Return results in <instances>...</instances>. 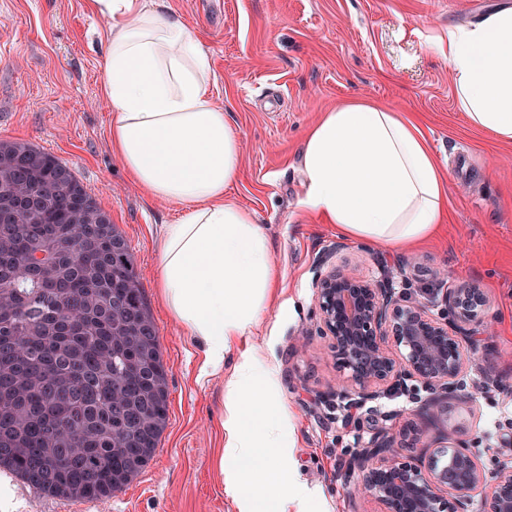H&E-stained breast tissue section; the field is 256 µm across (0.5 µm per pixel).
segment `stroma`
Returning a JSON list of instances; mask_svg holds the SVG:
<instances>
[{
    "mask_svg": "<svg viewBox=\"0 0 512 512\" xmlns=\"http://www.w3.org/2000/svg\"><path fill=\"white\" fill-rule=\"evenodd\" d=\"M200 34L213 60V100L237 126L242 143L231 197L264 224L284 279L248 342L266 347L277 366L281 400L294 424V446L280 466L287 483L305 485L318 512H377L369 497L350 499L341 479L351 454L386 412L410 415L407 396L391 394L346 418L323 401L336 380L327 338L312 334L314 281L324 252L373 279L381 270L396 288L419 295L436 287L431 272L469 281L491 300L481 334L480 378L497 382L473 406L457 405L426 429L447 430L478 448L485 463L512 457L500 438L512 427V145L468 127L454 106L447 60L434 42L449 27L511 7L512 0H168ZM104 22L86 0H0V140L33 143L75 172L124 233L157 326L168 370L167 427L148 467L106 501L63 499L15 481L0 512H238L217 471L223 446L224 376L201 375L200 349L176 322L157 288L161 228L182 208L151 200L112 154L104 66L91 50ZM375 98L417 113L448 171L445 233L413 252L341 240L304 210L299 145L318 113L349 98ZM424 261L411 268L412 257Z\"/></svg>",
    "mask_w": 512,
    "mask_h": 512,
    "instance_id": "35a3bbf8",
    "label": "stroma"
}]
</instances>
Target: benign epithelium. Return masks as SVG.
Instances as JSON below:
<instances>
[{"label": "benign epithelium", "instance_id": "benign-epithelium-1", "mask_svg": "<svg viewBox=\"0 0 512 512\" xmlns=\"http://www.w3.org/2000/svg\"><path fill=\"white\" fill-rule=\"evenodd\" d=\"M322 257L324 271L315 280L316 329L330 340L339 376L329 395L357 409L392 392L425 389L414 395L415 414L427 423L437 420L453 401L475 400L492 383L470 377L478 340L489 309V298L469 282L442 284L422 298L394 287L383 271L364 279L348 262ZM440 312H435L436 308ZM422 444L417 455L406 454L397 443ZM353 495H370L380 512H512V460L491 469L479 452L448 432L429 443L404 425L380 426L353 454L344 475Z\"/></svg>", "mask_w": 512, "mask_h": 512}]
</instances>
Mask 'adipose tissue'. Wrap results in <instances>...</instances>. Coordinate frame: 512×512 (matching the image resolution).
Instances as JSON below:
<instances>
[{"label":"adipose tissue","mask_w":512,"mask_h":512,"mask_svg":"<svg viewBox=\"0 0 512 512\" xmlns=\"http://www.w3.org/2000/svg\"><path fill=\"white\" fill-rule=\"evenodd\" d=\"M102 19V95L112 153L155 201L182 205L162 227L159 287L175 320L203 345L202 372H226L219 469L239 512H304L306 488L284 491L278 464L293 425L261 347L224 355L270 306L277 274L269 238L229 191L240 135L214 104L212 60L165 0H88ZM457 110L493 141L512 144V7L438 40ZM302 206L339 235L410 250L440 237L449 177L411 113L351 98L320 113L301 144Z\"/></svg>","instance_id":"adipose-tissue-1"}]
</instances>
